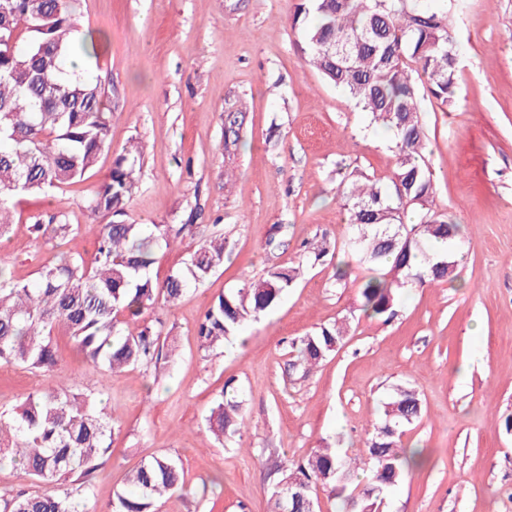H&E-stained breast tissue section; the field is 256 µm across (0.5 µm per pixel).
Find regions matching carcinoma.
<instances>
[{
	"mask_svg": "<svg viewBox=\"0 0 512 512\" xmlns=\"http://www.w3.org/2000/svg\"><path fill=\"white\" fill-rule=\"evenodd\" d=\"M84 0H0V237L10 232V199L18 193L46 194L85 177L109 142L112 113L100 83L83 66L98 57V41L81 31ZM457 0L441 7L424 0H300L291 25L301 33L305 62L343 90L369 117L392 133L396 165L388 181L355 170L341 182L352 237L341 247L348 257L376 266L359 288L360 310L389 319L399 292L455 279L459 227L433 208L436 184L426 163L418 79L432 97L453 101L459 47L449 25ZM243 116L228 113L224 142L242 139ZM142 150L117 157L99 189L88 199L101 225L91 264L56 252L31 282L0 269V363L48 375L63 358L56 331L64 329L76 351L105 372L145 369L175 348L162 336V321L136 333L123 328L158 300L177 301L224 266L226 242L216 235L191 251L184 267L161 283L150 276L162 246H170L168 224H128L129 200L138 188ZM416 221L404 222L408 209ZM37 235L56 244L73 225L62 219L32 224ZM442 242L443 253L427 245ZM296 269H271L266 277L219 296L198 325L200 347L210 350L237 335L240 327L273 307L293 286ZM344 323L321 327L293 342L309 367L343 343ZM417 393L397 389L362 454L350 457L321 448L284 466L274 486V512H315L319 491L340 500L342 512H374L410 469L402 427L421 417ZM243 427L241 401L228 385L209 416L221 439ZM115 426L92 394L45 385L34 388L8 418L0 416V461L7 460L42 491L0 494V512H73L80 503L95 512L91 473L108 453ZM359 495L352 496L358 481ZM286 484L302 492L294 502L281 494ZM131 490L114 493L111 512H159L158 504L185 489L183 471L160 454L127 476Z\"/></svg>",
	"mask_w": 512,
	"mask_h": 512,
	"instance_id": "cac0c4a2",
	"label": "carcinoma"
}]
</instances>
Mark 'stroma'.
Wrapping results in <instances>:
<instances>
[{
  "label": "stroma",
  "instance_id": "stroma-1",
  "mask_svg": "<svg viewBox=\"0 0 512 512\" xmlns=\"http://www.w3.org/2000/svg\"><path fill=\"white\" fill-rule=\"evenodd\" d=\"M298 0H85L80 23L107 41L98 75L112 114L110 147L86 177L11 203L0 267L32 279L52 250L32 233L59 215L75 227L64 252L92 261L103 215L87 200L113 159L144 147L133 224L180 233L153 277L223 232L229 256L172 305L158 303L174 359L99 373L66 337L59 375L101 399L117 429L92 475L97 512H110L126 476L157 454L179 461L191 493L161 512H270L276 471L329 446H365L397 388L423 407L402 444L425 462L383 512H512V0H464L451 33L461 47L456 99L420 100L434 207L461 226L454 282L404 291L390 321L359 309L366 265L336 280L335 261L302 262L303 243L351 235L338 193L352 170L388 179L391 135L306 65L291 20ZM245 114L239 150L224 147V112ZM295 267L293 288L234 342L201 349L197 325L213 300ZM344 322V345L313 368L294 338ZM240 391L245 426L219 442L207 418L226 382Z\"/></svg>",
  "mask_w": 512,
  "mask_h": 512
}]
</instances>
